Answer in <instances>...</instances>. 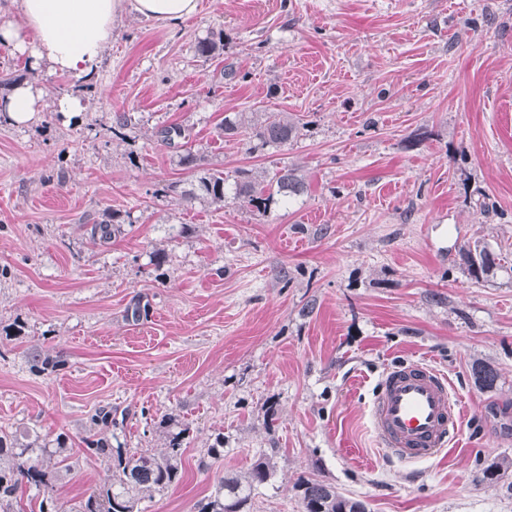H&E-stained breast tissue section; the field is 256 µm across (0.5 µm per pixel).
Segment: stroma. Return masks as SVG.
Returning a JSON list of instances; mask_svg holds the SVG:
<instances>
[{
	"mask_svg": "<svg viewBox=\"0 0 512 512\" xmlns=\"http://www.w3.org/2000/svg\"><path fill=\"white\" fill-rule=\"evenodd\" d=\"M198 4L175 26L124 15L89 82L0 46V73L42 92L32 122L0 123V430L76 439L105 404L131 409L116 429L128 448L164 447L158 416L190 425L182 481L143 512H191L271 442L274 484L254 512H303V476L367 512H512L484 476L512 460V0ZM218 36L223 51L196 54ZM77 91L86 110L59 112ZM257 109L305 127L262 153L221 135L225 115ZM173 124L225 177L288 166L307 193L262 221L158 195L192 178L157 137ZM112 211L121 234L93 244ZM478 241L506 258L479 284L459 255ZM137 295L149 315L132 325ZM31 349L66 363L36 373ZM411 360L447 374L464 424L436 458L403 464L368 408L385 370ZM478 360L496 389L475 386ZM218 431L224 458L203 467ZM471 375L475 385L479 389L487 391L496 387L499 378L497 371L491 365L481 361H477L471 366Z\"/></svg>",
	"mask_w": 512,
	"mask_h": 512,
	"instance_id": "35a3bbf8",
	"label": "stroma"
}]
</instances>
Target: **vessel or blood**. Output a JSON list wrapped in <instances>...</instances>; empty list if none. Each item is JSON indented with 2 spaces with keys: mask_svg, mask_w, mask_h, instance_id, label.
<instances>
[{
  "mask_svg": "<svg viewBox=\"0 0 512 512\" xmlns=\"http://www.w3.org/2000/svg\"><path fill=\"white\" fill-rule=\"evenodd\" d=\"M371 419L386 453L401 461L436 456L458 431L462 409L448 391V379L422 362H405L381 376Z\"/></svg>",
  "mask_w": 512,
  "mask_h": 512,
  "instance_id": "1",
  "label": "vessel or blood"
}]
</instances>
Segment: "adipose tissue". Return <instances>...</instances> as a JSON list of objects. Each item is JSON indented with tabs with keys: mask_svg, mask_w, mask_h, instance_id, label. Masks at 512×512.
<instances>
[{
	"mask_svg": "<svg viewBox=\"0 0 512 512\" xmlns=\"http://www.w3.org/2000/svg\"><path fill=\"white\" fill-rule=\"evenodd\" d=\"M20 21L0 22V45L31 50L34 66L92 80L123 12L165 24L192 16L198 0H17Z\"/></svg>",
	"mask_w": 512,
	"mask_h": 512,
	"instance_id": "obj_1",
	"label": "adipose tissue"
}]
</instances>
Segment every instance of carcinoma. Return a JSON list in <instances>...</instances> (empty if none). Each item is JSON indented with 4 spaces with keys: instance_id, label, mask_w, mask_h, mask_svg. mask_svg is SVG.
<instances>
[{
    "instance_id": "carcinoma-1",
    "label": "carcinoma",
    "mask_w": 512,
    "mask_h": 512,
    "mask_svg": "<svg viewBox=\"0 0 512 512\" xmlns=\"http://www.w3.org/2000/svg\"><path fill=\"white\" fill-rule=\"evenodd\" d=\"M224 48L223 41L204 38L197 42L196 52L210 57ZM222 134L234 137L250 131V151L267 147H281L297 139L303 123L286 112H237L224 117L219 125ZM177 166L193 172L195 179L185 184L172 181L160 189L166 196L192 202L224 203L231 201L248 208L253 215L262 217L271 205L287 204L307 191V183L298 170L287 168L283 173L267 179L251 169H238L233 182L224 178V172L210 167L207 155L187 150L177 155ZM122 222L114 212L92 226L93 241L107 242L121 233ZM470 279L486 280L504 257L484 245L474 250H462ZM146 306L139 297L131 299L123 318L137 323L143 319ZM31 369L39 373H52L64 364L60 356L28 353ZM475 385L491 391L498 382L497 371L481 361L471 366ZM129 411L120 415L112 407L100 406L88 417V426L81 437L83 448L73 447L72 440L63 434L49 439L35 431L0 433V512H21L18 492L22 486L41 497L39 512H141V500L154 492L176 486L182 477V459L189 436V426L183 425L168 433L165 448L130 449L112 446V428L126 420ZM279 449L262 448L255 453L247 476L240 478L226 474L218 478L210 493L196 501L194 512H253L257 491L271 484L275 476L274 458ZM102 458L109 462L107 474L79 500L70 503L61 498L58 487L64 475L78 463L77 454ZM512 469V461L493 462L485 470V478L497 482ZM303 512H366L364 502L347 497L336 486L321 480L301 477L295 483Z\"/></svg>"
}]
</instances>
